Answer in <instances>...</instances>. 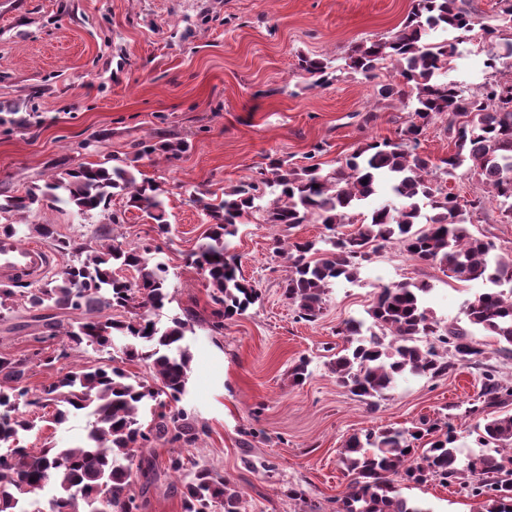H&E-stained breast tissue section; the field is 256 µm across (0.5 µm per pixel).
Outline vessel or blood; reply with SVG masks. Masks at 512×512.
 <instances>
[{
  "instance_id": "b4317fda",
  "label": "vessel or blood",
  "mask_w": 512,
  "mask_h": 512,
  "mask_svg": "<svg viewBox=\"0 0 512 512\" xmlns=\"http://www.w3.org/2000/svg\"><path fill=\"white\" fill-rule=\"evenodd\" d=\"M58 261L57 254L42 245H23L0 232V278L26 282L46 275Z\"/></svg>"
}]
</instances>
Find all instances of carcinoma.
Listing matches in <instances>:
<instances>
[{
    "instance_id": "obj_1",
    "label": "carcinoma",
    "mask_w": 512,
    "mask_h": 512,
    "mask_svg": "<svg viewBox=\"0 0 512 512\" xmlns=\"http://www.w3.org/2000/svg\"><path fill=\"white\" fill-rule=\"evenodd\" d=\"M495 24H478L471 0H413L402 28L390 39L356 46L345 66L365 77L390 62L398 81L380 85L378 94L392 98L409 109L401 130L402 142L365 143L357 147L345 164L331 174H321L318 164L294 166L272 161L260 172V182H241L224 189L218 203L206 201L193 191L209 224L204 241L187 256V263L201 270L212 287L211 326L224 328V321L243 314L259 297L257 288L240 271L238 255L230 238L238 233L254 210L259 186L276 195L265 209L268 224L294 227L317 216L333 230L354 223L351 211L369 200L378 183L387 180L396 199L372 209L355 230L342 237L313 241H288L277 253L288 261L282 279V295L294 307L297 317L314 321L323 312L331 283L357 278L363 263L378 249L398 247L414 260L430 261L460 282L482 281L490 288L469 303V327H441L424 304L429 292L425 284L402 282L384 285L368 315L384 331L363 335L364 322L349 319L336 328L344 347L333 355L330 370L337 382L369 407L377 406L394 387L398 377L411 374L443 377L462 364L482 370L479 401L485 408L498 407L512 396L494 371L485 368V349L472 337L476 329L496 339L499 352L512 355V257L494 253L492 242L468 231L474 214L482 209L481 199L468 205L434 185L429 161L404 148H418L420 139L439 115L448 116V135L455 152L441 160L437 169L448 177L465 167L480 177L499 201L502 219L512 222V64L508 74L484 83L477 91H466L456 83L440 79L448 69L454 46L427 41L429 31L441 28L467 40L478 29L481 38L493 40L503 28L512 29V0H497ZM299 67L320 82L328 78L326 65L318 59L303 58ZM467 121L459 123L456 117ZM137 154L157 150L177 159L188 150L182 139L159 145L135 144ZM63 193L78 211L105 212L112 196L123 192L130 206L143 210L155 221L157 234L169 233L160 198L153 180H137L130 166L80 165L70 169L36 192L11 196L0 202V214L31 212L42 198ZM118 269L135 272L129 281L116 275ZM168 268L153 262L150 248L104 243L76 257L60 277L24 295L32 310L53 308L78 313L64 332L56 316H40L43 342L59 335L77 346H112L116 337L127 340L122 361L143 362L152 369V379L132 376L118 365L79 371L57 370L55 379L40 394L29 398L23 385L29 359L0 354V442L16 441L33 429L34 423L20 411V405L44 409L55 407L53 422L60 425L73 411H86L93 418L85 441L75 447L45 444L32 450L16 447L0 455V512H41L34 495L52 484L56 494L50 512H98L99 500L107 498L111 512H140L130 486L134 473L149 478L154 464L143 447L151 439L170 442L194 440L192 428L181 411L168 412L186 392L190 372L189 349L183 346L186 333L198 322L191 308L171 320L164 329L152 319L169 297ZM147 401L159 408L154 426L145 431L140 409ZM478 450L459 467L461 449L451 423H433L413 430L387 428L351 437L344 448V464L350 482L337 500L336 512H430L403 497L392 476L425 484L437 481L457 485L473 497L485 498V512H512V415L494 417L475 427ZM432 435L430 446L415 455L413 443ZM168 469L187 472L184 512H211L219 505L223 512H242L243 495L238 487L211 469L186 471L185 458L173 453ZM85 510H80V505Z\"/></svg>"
}]
</instances>
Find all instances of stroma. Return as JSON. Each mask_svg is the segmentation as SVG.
Instances as JSON below:
<instances>
[{
    "instance_id": "1",
    "label": "stroma",
    "mask_w": 512,
    "mask_h": 512,
    "mask_svg": "<svg viewBox=\"0 0 512 512\" xmlns=\"http://www.w3.org/2000/svg\"><path fill=\"white\" fill-rule=\"evenodd\" d=\"M413 0H0V199L25 194L68 168L81 164L136 163L144 177L163 190L168 236H158L143 211L114 196L109 215L83 216L65 200H44L29 213L0 221L20 225L23 244L55 247L60 268L75 249L94 244L100 229L113 243L151 244L155 261L169 269L170 299L157 311L160 323L194 308L199 316L186 342L192 355L187 391L178 404L196 439L152 441L156 459L151 478L134 476L131 491L143 512H184L183 480L167 469L179 452L242 489L243 512H335L349 478L342 450L354 435L387 427L415 428L446 419L463 450L476 446L474 426L483 418L475 406L481 372L463 365L451 375L430 379L406 376L376 408H369L336 381L329 350L341 347L337 326L361 319L379 286L424 282L425 297L441 324L465 325L468 303L483 291L479 282H459L439 265L409 258L388 246L365 265L357 282L338 281L327 292L322 315L298 319L284 299L285 275L277 241H321L318 218L289 228L265 223L255 212L240 225L233 246L243 276L259 298L240 316L212 330L213 303L204 275L187 266L207 229L191 200L193 190L222 197L230 183L256 178L269 161L302 163L316 154L330 173L362 143L399 141L408 111L378 99V85L391 81L343 70L356 45L389 38L406 19ZM512 41L503 32L490 43L473 38L454 43L448 80L474 90L485 83L488 51ZM332 61L328 82L312 85L298 69L300 57ZM173 134L188 141L180 158L156 152L139 158L134 143L150 144ZM313 152V151H312ZM118 223H111L110 215ZM49 224L50 238L36 225ZM470 232L491 241L499 255H512V222L493 201L473 217ZM42 328L24 303L0 320V353L29 358L27 384L38 389L57 367L82 369L121 359L118 349L68 346L64 337L42 340ZM310 375L293 384L289 370L300 357ZM88 417L78 412L55 425L37 421L21 436L23 448L51 442L81 445ZM304 500L288 496L289 488ZM403 497L431 512H483V500L433 481L401 482Z\"/></svg>"
}]
</instances>
